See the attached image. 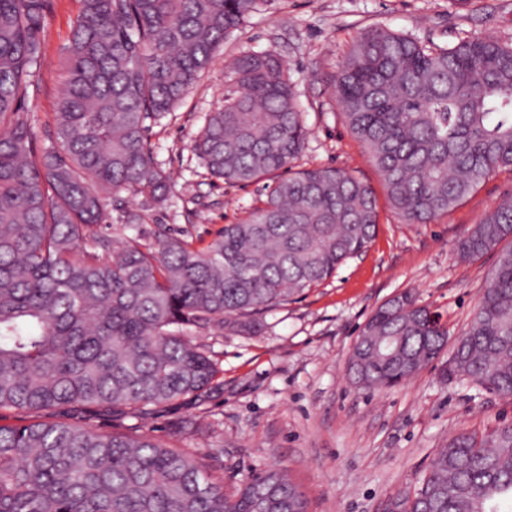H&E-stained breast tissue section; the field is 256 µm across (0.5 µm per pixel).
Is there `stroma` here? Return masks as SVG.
I'll return each mask as SVG.
<instances>
[{
  "instance_id": "obj_1",
  "label": "stroma",
  "mask_w": 512,
  "mask_h": 512,
  "mask_svg": "<svg viewBox=\"0 0 512 512\" xmlns=\"http://www.w3.org/2000/svg\"><path fill=\"white\" fill-rule=\"evenodd\" d=\"M79 9V0H45L40 92L27 102L41 139L53 127L65 86L63 48ZM375 26L448 47L482 35L512 43V0H264L225 41L205 79L148 134L156 163L174 179L168 204L151 208L129 198L123 211H108L94 234L116 247L182 234L203 247L259 204L258 185L211 178L193 151L208 115L224 103L227 64L246 51L274 54L291 74L308 129L300 167L340 168L382 191L330 83L361 31ZM510 194L512 172H493L457 209L429 224L408 223L380 202L378 234L364 254L263 314L257 333L207 337L219 389L142 421L91 414L84 423L175 443L210 460L228 485L262 469L284 470L305 492L309 512H384L392 497L414 488L448 439L512 421V398L448 380L443 356L402 385L369 393L347 376L351 348L369 315L406 290L441 314L450 336L461 334L498 253L468 261L456 243ZM126 211L139 214L140 223H126ZM202 409L213 430L182 429Z\"/></svg>"
}]
</instances>
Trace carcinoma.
Wrapping results in <instances>:
<instances>
[{
  "label": "carcinoma",
  "instance_id": "1",
  "mask_svg": "<svg viewBox=\"0 0 512 512\" xmlns=\"http://www.w3.org/2000/svg\"><path fill=\"white\" fill-rule=\"evenodd\" d=\"M261 0H80L53 130L37 144L25 103L39 91L44 0H0V512H307L282 471L238 487L147 433L49 419L59 409L153 408L220 387L196 340L254 333L364 253L378 232L373 187L336 168L291 171L307 128L285 65L246 52L194 151L230 184L266 198L206 247L167 236L121 248L89 236L122 195L165 205L170 175L146 138L211 69ZM345 122L405 221L457 208L492 172L512 171V43L448 47L374 27L332 77ZM512 196L458 242L466 260L499 249L446 374L512 398ZM406 291L364 323L348 372L369 390L415 376L448 345ZM395 512H512V422L438 449Z\"/></svg>",
  "mask_w": 512,
  "mask_h": 512
}]
</instances>
